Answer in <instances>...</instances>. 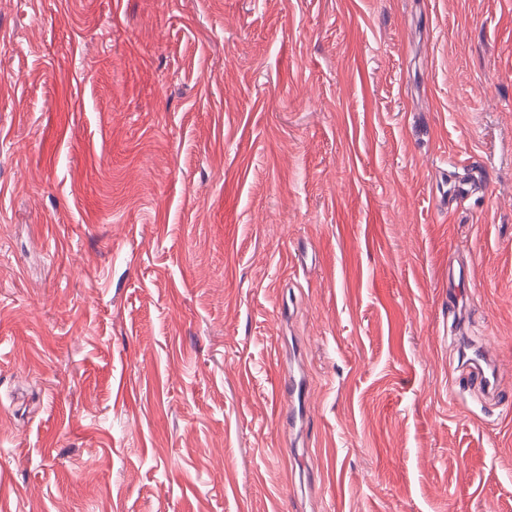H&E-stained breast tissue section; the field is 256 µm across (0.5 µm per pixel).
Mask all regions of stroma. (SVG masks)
Masks as SVG:
<instances>
[{
	"mask_svg": "<svg viewBox=\"0 0 512 512\" xmlns=\"http://www.w3.org/2000/svg\"><path fill=\"white\" fill-rule=\"evenodd\" d=\"M0 512H512V0H0ZM485 180V169L482 167H471L468 179L464 181L455 182L450 188L451 192L448 194V212H452L454 203L469 195L476 185L483 183ZM460 364L465 366L470 374H473L483 389L484 394L494 399L498 395V391L500 389L498 383L494 380L492 371H493V354L491 349L484 344H480L476 346L473 354L468 357L466 352L463 350L460 353ZM486 370L491 372L492 380L489 376V373L486 374L484 367Z\"/></svg>",
	"mask_w": 512,
	"mask_h": 512,
	"instance_id": "obj_1",
	"label": "stroma"
}]
</instances>
